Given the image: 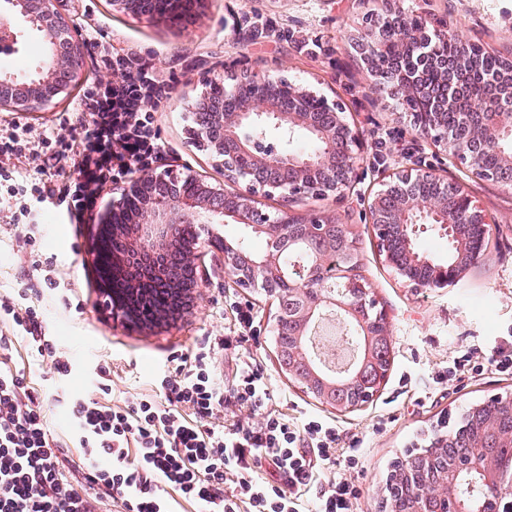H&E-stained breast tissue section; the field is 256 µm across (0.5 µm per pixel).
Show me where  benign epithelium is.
<instances>
[{
  "instance_id": "benign-epithelium-1",
  "label": "benign epithelium",
  "mask_w": 512,
  "mask_h": 512,
  "mask_svg": "<svg viewBox=\"0 0 512 512\" xmlns=\"http://www.w3.org/2000/svg\"><path fill=\"white\" fill-rule=\"evenodd\" d=\"M53 3L54 0H4L0 6L1 45L16 48L20 31L15 27V20L19 19L37 33L46 49L45 60L34 71L0 75V112L24 116L43 110L79 78L78 62L84 45L57 14ZM112 5L133 15H148L145 0H112ZM389 28L417 62L429 58L444 75L448 58L438 57L434 51L450 40L464 46L462 35L446 27L430 29L422 25L415 30L403 12L392 6L384 18L370 25L357 45L373 77L374 91H386L397 99L416 95L426 101L430 108L428 117L418 121L407 114L409 122L423 137L465 164L472 175L511 184L512 163L489 169L482 155L488 146L512 136V113H496L489 125L480 127L476 138L452 136L448 133V109L458 104L454 95L446 90L417 86L410 74L382 72L373 67L379 38ZM289 91L286 103L265 96L240 97L235 89L217 100L207 97L196 103L195 111L202 110L207 117L195 123L192 143L208 151L215 165L224 169V187L216 188L198 177V191L190 195L183 190L184 179L169 171L142 174L133 180L112 203L114 209H121L126 197L140 194L144 185L161 183L165 189L161 194L144 197L133 216L135 238L128 244L133 258L132 263H123V275L136 282L142 276L155 281L151 274L155 266L148 258L166 250L176 230L190 225L222 224L230 219L264 236L267 250L249 260L248 268L244 269L239 263V257L244 255L241 246L226 243L225 270L239 288L269 289L277 282L288 284L291 295L300 299L293 315L299 324V335L309 336L315 320L330 312L340 316L358 336L389 340L385 314L378 309L369 286L363 283L355 296H347L350 285L342 276L359 262L347 225L337 222L333 214L272 215L262 208L261 199L276 195L327 197L340 192L350 187L360 160L361 134L345 119L339 101L320 97L323 111L313 112L306 104L313 98L311 93L293 86ZM229 100L236 102L232 109L225 107ZM298 132L311 136L317 149L308 153L291 150L289 144ZM242 156L250 159V165L240 164ZM368 211L385 262L421 288H445L456 280L457 272L440 264L439 274L431 280L412 277L402 259L390 251L394 233L400 234L409 257L415 259L414 242L423 230L448 239L451 247L458 248L462 242L460 230L464 227L477 225L483 237H490L499 229V224L473 203L461 184L445 179L433 169L416 172L399 169L392 173L383 188L368 201ZM291 224L300 225L308 238L333 245L341 241L336 257L326 252L286 267L279 244L288 238ZM368 357V348H359L354 363L338 380L357 379V371ZM386 376L385 371L373 390L362 393L349 404L336 406L327 390L315 394V400L339 412L359 410L379 392Z\"/></svg>"
}]
</instances>
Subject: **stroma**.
<instances>
[{"label": "stroma", "mask_w": 512, "mask_h": 512, "mask_svg": "<svg viewBox=\"0 0 512 512\" xmlns=\"http://www.w3.org/2000/svg\"><path fill=\"white\" fill-rule=\"evenodd\" d=\"M408 17L436 26L458 28L468 43L501 57H512V0H400ZM57 13L78 33L95 28L112 46L152 58L161 75L178 85L155 111L165 145L163 169L198 175L213 186L224 184L223 170L191 145L189 99L205 91L206 80L240 74L261 79L282 74L295 85L328 99H341L347 120L359 129L363 147L352 186L338 197L275 196L263 200L269 212L335 214L357 239L360 271L387 314L393 360L380 392L363 409L341 413L321 405L281 372L273 344L276 306L260 289L238 288L224 267L225 243L249 237L240 224H212L196 270L191 310L176 322L138 328L106 309L99 273L88 261L97 232L119 190L104 188L91 212L68 221L52 212L35 241L19 235L10 219L13 200L0 199V299L14 296L32 266L54 269L60 289L30 292L45 316V330L69 357L70 375H59L51 360L30 357L25 340L15 341L5 363L25 370L44 396L52 434L71 436L66 402L104 397L98 369H112L111 403L123 405L148 393L150 381L171 370V358L189 354L207 337L233 335L234 306L253 308L258 342L247 354L268 373L270 407L292 422L315 416L335 425L343 443L357 441V468L343 460L327 464L325 474L352 483L359 491L356 512H378L391 463L435 430L454 429L464 411L494 396L512 397V373L487 371L458 376L446 385L434 377L452 365L461 351H490L512 336V189L471 176L439 153L405 119L391 98L378 99L367 85L365 65L352 47L370 18L380 15L383 0H208L198 15L170 25L113 9L110 0H56ZM96 77L84 61L78 85L48 110L24 116L32 141H39L59 112L67 110ZM435 168L461 183L474 203L494 217L500 231L491 240L489 258L462 272L445 288H415L387 265L367 214L370 193L393 169Z\"/></svg>", "instance_id": "stroma-1"}]
</instances>
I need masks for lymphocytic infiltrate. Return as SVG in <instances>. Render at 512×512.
<instances>
[{"mask_svg": "<svg viewBox=\"0 0 512 512\" xmlns=\"http://www.w3.org/2000/svg\"><path fill=\"white\" fill-rule=\"evenodd\" d=\"M87 43L102 78L42 137L46 163L65 162L68 173L55 180L45 166L19 171L29 130L15 120L0 130V191L17 204L14 223H39L35 201L83 217L98 190L164 158L151 106L171 94L174 81L159 79L149 59L112 52L98 31ZM26 297L22 291L0 302V322L13 331L0 336V349L21 335L32 354L53 357L57 372L68 374L69 361L57 356ZM236 322L235 335L204 341L127 405L73 401L69 418L82 450L75 463L25 373L0 368V512H100L108 504L117 512H171L181 502L202 512H303L302 492L324 465L340 456L356 467L357 451L340 448L336 427L321 420L298 426L268 411L269 378L258 364L240 362L224 384L215 357L253 341L251 306L238 307ZM233 407L249 409L254 421L220 423Z\"/></svg>", "mask_w": 512, "mask_h": 512, "instance_id": "lymphocytic-infiltrate-1", "label": "lymphocytic infiltrate"}]
</instances>
